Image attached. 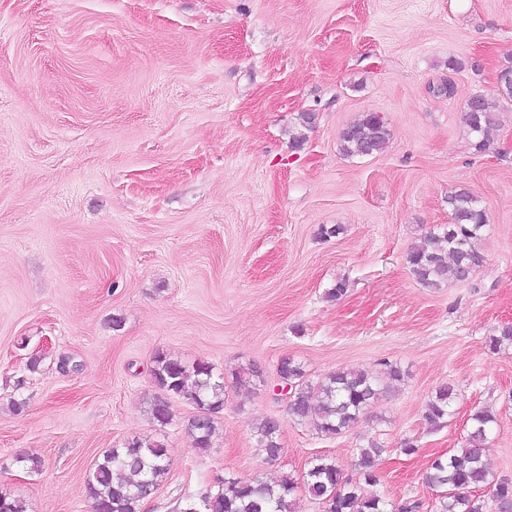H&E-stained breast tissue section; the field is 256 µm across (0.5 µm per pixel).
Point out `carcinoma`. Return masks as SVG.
<instances>
[{
  "instance_id": "carcinoma-1",
  "label": "carcinoma",
  "mask_w": 512,
  "mask_h": 512,
  "mask_svg": "<svg viewBox=\"0 0 512 512\" xmlns=\"http://www.w3.org/2000/svg\"><path fill=\"white\" fill-rule=\"evenodd\" d=\"M501 99L512 100V66L500 71L493 94L475 96L466 104L464 123L469 134L477 137L480 150L490 146L489 133L495 126V109ZM388 136L385 122L366 114L343 130L341 150L348 157L371 156L384 148ZM448 206L452 222L426 236L407 256L411 274L425 288L465 283L483 264L476 242L487 216L478 198L468 189H458L448 195ZM487 345L492 351L512 347V323L499 325L488 337ZM277 373L290 391V420L310 424L330 436L351 428L381 393L405 377L400 367L383 362L373 372L342 368L313 382L303 366L290 357L280 360ZM151 376L156 387L147 401L152 420L161 428L170 425L171 399L189 401L196 406L197 414L189 420L187 431L199 453L209 452L215 417L224 410V378L215 376L208 362L188 367L164 352L154 358ZM455 398L451 385L435 390L423 414L430 427L442 426ZM495 424L493 412H474L463 447L431 462L425 483L437 494L436 512H484V501L470 494L480 486L489 489L498 512H512V479L495 475L483 455ZM282 427L283 422L275 418H266L256 427L259 446L271 461L281 453ZM382 451L377 444L360 450L355 463L358 482L346 477L332 459L317 456L300 483L288 475L275 481L226 476L214 494L207 492L198 501L191 496L177 499L176 512H297L300 492L321 505L322 512H389V503L366 494L362 487L376 482ZM169 472L170 458L163 441L133 439L107 449L95 461L86 489L95 512H139L146 497L158 491Z\"/></svg>"
}]
</instances>
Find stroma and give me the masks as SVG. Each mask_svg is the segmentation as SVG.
I'll return each instance as SVG.
<instances>
[{"instance_id": "35a3bbf8", "label": "stroma", "mask_w": 512, "mask_h": 512, "mask_svg": "<svg viewBox=\"0 0 512 512\" xmlns=\"http://www.w3.org/2000/svg\"><path fill=\"white\" fill-rule=\"evenodd\" d=\"M507 66L512 0H0V494L93 512L94 461L159 439L170 474L140 512H174L227 475L302 479L319 455L355 476L377 443L367 493L435 512L427 465L483 408L498 420L484 457L512 478V348L486 345L512 323V104L487 150L463 122ZM366 113L385 148L344 156ZM460 187L487 213L484 262L422 287L406 256ZM324 224L344 231L320 238ZM161 351L227 379L208 454L186 431L194 404L173 399L162 429L147 412ZM286 356L314 381L383 361L406 375L324 436L288 419ZM251 365L264 386L235 387ZM444 384L457 398L434 429ZM268 417L275 461L254 433ZM456 393L451 385L438 387L426 404L424 420L431 428H440L448 418L450 409L455 402ZM283 422L275 418H266L256 427V436L260 448H262L268 459L277 460L281 453L279 442Z\"/></svg>"}]
</instances>
